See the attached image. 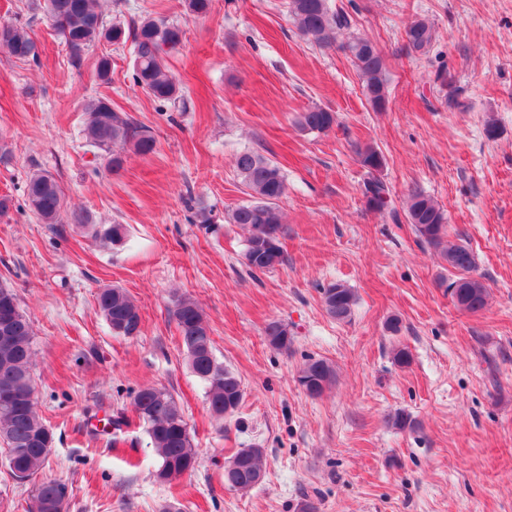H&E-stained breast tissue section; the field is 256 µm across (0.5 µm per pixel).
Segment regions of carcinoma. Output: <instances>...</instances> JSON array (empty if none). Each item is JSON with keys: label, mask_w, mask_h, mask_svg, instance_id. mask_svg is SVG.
<instances>
[{"label": "carcinoma", "mask_w": 512, "mask_h": 512, "mask_svg": "<svg viewBox=\"0 0 512 512\" xmlns=\"http://www.w3.org/2000/svg\"><path fill=\"white\" fill-rule=\"evenodd\" d=\"M288 15L298 33L318 46H329L336 34L351 27L349 15L331 8L330 0H287ZM46 18L64 40L72 61L80 62L81 53L102 41L134 45L133 79L146 94L174 108L185 109L182 83L167 68L165 58L178 50L184 41L183 29L163 19L145 17L127 23L109 24L100 11L99 0H46ZM435 41V29L425 19L411 22L405 30V50L409 54L427 53ZM348 52L362 82L363 93L376 111L385 109L389 86L383 57L376 45L363 36H352L342 45ZM0 53L18 60L37 58L36 43L28 30L9 22L0 23ZM84 134L89 146L101 151L110 171L123 167L122 153L114 145H132L141 155L155 152L156 141L149 130L140 126L125 112L112 108L106 99L91 97L85 101ZM297 124L304 131L326 132L336 125V113L322 107H311L299 113ZM364 167L377 171L383 156L372 145L360 151ZM235 167L248 189L250 200L231 210V224L249 228L244 258L254 272H267L285 262L284 252L268 256L258 248L257 231L270 228L281 232L282 212L279 202L286 194L287 183L281 167L254 151L239 153ZM364 195L368 207L388 208L390 190L383 181L372 178L365 182ZM27 203L31 212L44 224H57L64 207V196L56 178L46 172L33 173L27 185ZM407 221L430 246L438 249L454 279L448 292L456 307L475 314L487 305L485 284L471 276L475 269L472 251L463 244L448 241V217L444 208L431 195L414 190L408 196ZM69 223L84 230L90 238L104 246L119 245L126 236L123 224H93L82 210L70 214ZM98 310L112 333L134 337L141 333L142 316L138 305L123 288L101 289L96 297ZM327 313L339 320L348 319L355 305V295L342 284L323 289ZM172 317L186 349L191 371L206 386L209 411L218 420L237 412L244 389L241 380L224 368L213 351L210 328L198 304L186 296L173 301ZM13 320L16 329L9 341L0 340V446L12 475L18 479H34L45 467L51 447L43 435L49 427L40 416L37 401L30 398L35 390L33 368L35 341L30 318L20 308L14 289L0 283V321ZM265 334L277 349H286L291 340L288 327L272 321ZM335 376L332 366L322 359H310L300 370L298 382L311 397H319ZM133 409L148 434L159 459L156 478L171 482L195 470L197 452L190 435L185 413L174 395L165 387L147 386L133 398ZM264 449L242 448L224 462V483L247 492L259 484ZM67 487L45 479L35 486L31 512H65Z\"/></svg>", "instance_id": "obj_1"}]
</instances>
